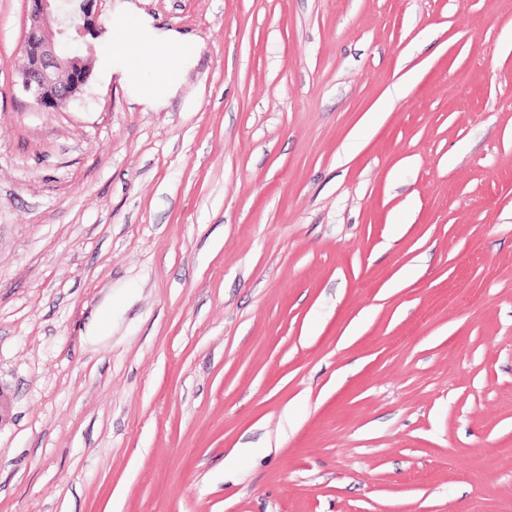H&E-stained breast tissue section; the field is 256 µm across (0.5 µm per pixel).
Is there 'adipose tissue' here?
<instances>
[{"mask_svg":"<svg viewBox=\"0 0 512 512\" xmlns=\"http://www.w3.org/2000/svg\"><path fill=\"white\" fill-rule=\"evenodd\" d=\"M105 55L137 100L160 106L176 90L192 50L177 35L154 30L144 15L129 7L111 21Z\"/></svg>","mask_w":512,"mask_h":512,"instance_id":"ef3b65f1","label":"adipose tissue"}]
</instances>
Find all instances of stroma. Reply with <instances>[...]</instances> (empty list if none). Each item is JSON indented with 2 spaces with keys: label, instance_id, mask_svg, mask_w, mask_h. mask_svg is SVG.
Masks as SVG:
<instances>
[{
  "label": "stroma",
  "instance_id": "obj_1",
  "mask_svg": "<svg viewBox=\"0 0 512 512\" xmlns=\"http://www.w3.org/2000/svg\"><path fill=\"white\" fill-rule=\"evenodd\" d=\"M129 5L177 93L39 111L0 0V512L512 501V0Z\"/></svg>",
  "mask_w": 512,
  "mask_h": 512
}]
</instances>
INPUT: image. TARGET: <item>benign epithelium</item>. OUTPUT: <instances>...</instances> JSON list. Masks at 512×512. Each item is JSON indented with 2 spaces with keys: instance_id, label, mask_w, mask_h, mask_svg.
I'll list each match as a JSON object with an SVG mask.
<instances>
[{
  "instance_id": "7a95c632",
  "label": "benign epithelium",
  "mask_w": 512,
  "mask_h": 512,
  "mask_svg": "<svg viewBox=\"0 0 512 512\" xmlns=\"http://www.w3.org/2000/svg\"><path fill=\"white\" fill-rule=\"evenodd\" d=\"M68 0H29L21 46L26 64L18 85L34 107L57 109L72 99L91 71L97 31V0H81L72 12Z\"/></svg>"
}]
</instances>
